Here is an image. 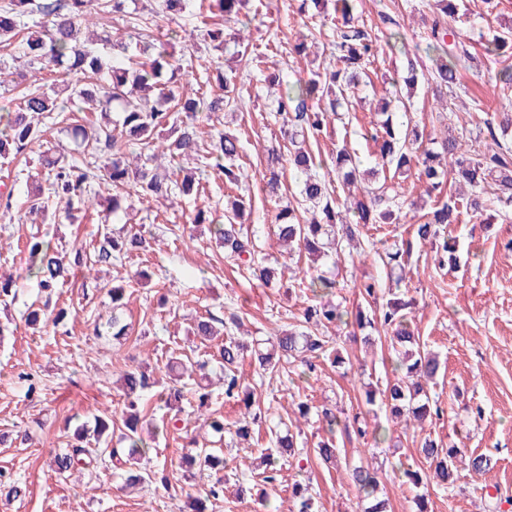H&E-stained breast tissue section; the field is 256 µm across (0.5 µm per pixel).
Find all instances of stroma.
Returning <instances> with one entry per match:
<instances>
[{
  "label": "stroma",
  "mask_w": 512,
  "mask_h": 512,
  "mask_svg": "<svg viewBox=\"0 0 512 512\" xmlns=\"http://www.w3.org/2000/svg\"><path fill=\"white\" fill-rule=\"evenodd\" d=\"M153 2L127 0L124 13L105 17L106 29L113 38L124 40L130 31L128 17H148L151 33L168 40V50L181 63L184 79L210 93L219 90L217 70L237 68L241 105L215 114L210 123L200 126L199 136L205 143L216 131L227 130L240 138L239 162L249 172L242 192L251 200V223L260 227L256 244L268 263H276L282 255L273 224L282 203L267 194L265 174L269 148L287 146L288 139L269 110L275 89L245 60L261 53L268 70L284 79L308 77L306 59L290 55L289 44L304 27L315 28L310 51L321 61L332 62L334 9L326 7L305 23L298 14V0H248L244 13L252 16L255 10L265 9V23L251 20L240 44L217 51L200 30L201 0H189L178 19L151 12ZM436 12L435 0H359L360 25L379 36L388 29L384 16H391L400 25L404 47L380 46L370 67L368 106L333 121L314 146V154L329 158L344 143L361 168L373 166L370 135L378 116L372 107L387 96L382 77L405 68L407 54L424 47ZM450 26L465 39L471 59L461 71L459 84L449 89L447 107L436 102L434 86L424 85L412 93L410 115L425 134L440 138L450 126L464 138L485 143L489 140L485 120H480L473 106L481 104L489 119L500 122L504 93L493 76L506 60L487 55L483 37L512 27V0H463ZM92 118V113L71 109L53 113L42 121L41 141L13 161L0 162V197L10 196L12 203L11 209L0 207V274L13 275L18 284L8 310H0V326L5 329L0 335V433L22 430L29 435L23 445L0 444V472L19 480L24 488L21 499L0 502V512H191V502L210 483L199 470L187 472L177 466L182 448L193 438L217 441L223 451L224 494L208 512H290L291 486L298 480L310 483L319 512H356L361 499L348 472L341 466L324 465L313 452L325 435L318 419L300 425L302 446L295 455L281 457L276 484H263L250 472L252 458L268 445V430L259 427V440L252 445L240 443L234 428L239 409L225 402L224 389L216 382L220 366L213 360L206 372L213 381L212 409L226 423L223 435L204 427L189 403L184 404L176 427L168 430L162 427L165 410L144 417L142 432L147 442L156 448L159 459L174 466L172 479L181 487L177 498H169L160 488L124 487L107 468L96 477L84 472L64 481L55 477L53 459L70 443V426L99 412L119 416L124 400L120 378L125 371L148 367L157 388L163 389L173 384L166 368L170 357L196 360L205 353L216 354V345L199 349L196 338L188 335L196 317L210 314L222 319L233 311L249 335L270 338L296 324L311 298L305 289L263 284L247 270L226 262L223 245L207 225H192L197 210L224 209V180L210 168L201 175L197 193L175 194L160 202L132 196L124 217H112L102 201L69 214L64 202L55 198L38 216H30L28 194L34 183L45 179L42 154L89 157L90 148L74 143L72 128ZM393 185L415 206L404 209L397 223L369 229L371 249L341 267L336 299L347 308L361 303L356 276L366 272L386 280L387 269L378 251L407 238L411 226L420 221L421 204L432 207L440 198L439 193H426L413 171L394 178ZM137 227L144 229L150 242L145 255L112 265L93 264L102 230L123 235ZM37 232L45 234L60 253L71 257L82 252L86 263L75 267L71 278L57 289L60 305L68 310L64 325L48 323L34 330L26 325L24 314L42 293L37 279L28 273L26 242ZM453 234L459 242L456 267L440 263L429 244L416 241L407 276L398 285L400 293L416 301L412 318L423 346L438 353L445 367L433 388L444 415L419 428L392 426L390 439L378 446L351 431L336 434L337 446L347 460L372 456L389 512H415L416 489L395 478L393 469L399 463L424 466L416 446L426 433L456 445L464 455L490 459L489 468L479 476L459 466L454 491L428 486L432 512H512V209L463 216ZM134 268L144 270V277L130 278ZM118 281L126 287L125 319L130 330L126 339L115 341L94 335L93 327L110 317L108 291ZM346 350L344 368L334 367L325 358L318 361L314 373L302 378L294 374L260 377L247 365L242 371L271 419L294 422V404L299 400L352 415L361 404L365 383L382 387L394 374L381 352L365 351L359 343L347 344ZM31 382L38 387L32 397L27 394Z\"/></svg>",
  "instance_id": "35a3bbf8"
}]
</instances>
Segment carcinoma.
<instances>
[{
  "label": "carcinoma",
  "instance_id": "1",
  "mask_svg": "<svg viewBox=\"0 0 512 512\" xmlns=\"http://www.w3.org/2000/svg\"><path fill=\"white\" fill-rule=\"evenodd\" d=\"M125 0H6L0 6V46H7L18 33L25 32L22 42L23 55L33 63L61 69L68 74L83 75L85 82L73 83L63 80L45 91L40 86L24 87L19 105L0 116L4 129L0 131V159L8 160L42 137L41 119L52 112H62L68 105L85 101L100 113V120L85 130L78 127L82 139L95 145L99 151L100 164L90 167L78 162H67L59 157L46 160L50 194L63 199L70 208H81L93 200L91 187L98 178H103L113 190L108 210L116 216L126 202L129 189L144 197H167L177 190L184 195L194 191L195 176L186 173L183 178H174L161 166L150 165L158 156L176 159L199 155V125L211 120L218 112L232 107L241 99L237 74L233 71L219 76L224 94L208 95L198 90L188 92L182 84L181 67L168 52L166 43L141 29L137 36L125 42L114 43L105 35L96 42L84 43L78 39L80 27L91 24L92 7L119 12ZM442 16L433 20L430 36L424 53L433 58L434 67L428 71L426 81L439 88L456 84L459 68L471 59L466 44L460 40H447L452 32L445 27L446 17L458 13L459 0H437ZM246 0H211V10L224 15V21L239 20ZM355 0H335L338 13L334 50L336 64L313 67L310 78L300 80L280 90L271 102L270 109L281 119L288 130V164L298 180V196L275 214L276 235L288 245V261L277 267L265 265L257 260L255 235L244 226L245 216L251 206L244 197L237 196L224 204V223L214 224V234L224 244V259L252 271L265 284L283 280L285 274L296 277L289 262L306 259L308 267L319 261H330L339 265L346 259L345 243L361 235L369 224H391L395 215L407 205L405 196L398 194L380 179L386 167L394 173L403 174L415 165L418 178L426 184L428 191H436L448 175H455L471 188L467 198L448 197L439 202L432 211L423 215V222L413 225L412 232L420 241L434 246L440 258L457 265L456 238L446 228L457 224L464 209L482 208L480 196L488 195L487 201L512 203V145L499 140L507 136L512 122L499 124L501 135L494 129L489 134L497 150L486 153L473 149L463 150L462 139L450 135L432 147L423 145L418 124L408 117L410 104L398 93L399 82L412 88L417 80L418 61L407 59L406 74L389 76L393 88L394 106L381 109L379 120L372 135L376 146L375 166L359 170L347 146L336 148L330 162L316 160L307 148L309 141H317L326 132V125L338 118L339 109L353 106L360 86L366 83L367 65L377 55V40L358 24L354 15ZM42 20L28 25L33 13ZM512 49V33L503 32L492 36L485 44L489 55L499 56L501 50ZM174 102L186 119L177 121L164 106ZM119 114L122 132L133 139L138 153L129 158L122 145L112 134L111 113ZM241 145L239 139L226 132L211 135L210 150L204 159L215 162L224 175L228 188L239 187L243 182L242 167L236 164ZM283 156L272 150L267 186L273 195L280 190L279 171ZM146 240L140 231H132L125 237H112L106 233L95 263L110 264L143 250ZM29 258L34 273L39 278V287L50 291L57 282L68 277L69 264L49 241L33 236L27 241ZM339 282L323 274L311 276L304 288L314 302L303 310V320L294 329L283 331L273 341L254 338L243 343L232 336L224 337L218 357L224 369V397L244 405L241 419L237 421L235 434L240 439L251 436V425L265 418L260 405L254 400L253 391L245 383L240 366L245 358L260 374L293 373L299 368L309 371L316 362L329 355L333 363L344 364L333 339L318 333L321 328L354 325L362 333L364 344L373 346L381 335L389 337V358L395 382L379 389L371 383L365 384L364 414L383 408L405 423H422L426 419L441 415L438 401L431 397L430 385L435 383L441 370V361L433 353L420 346L419 337L410 328L409 317L413 302L400 294L384 291L379 280L367 277L360 285L363 298L383 302L366 312L361 308L350 311L330 300ZM112 297V319L108 322L112 336L120 339L127 335L128 324L117 313L125 298L124 288L114 286ZM216 319L201 317L194 322L193 334L200 342H210L219 334L214 325ZM207 366V361L188 364L172 357L167 369L176 373L179 380L192 379ZM154 381L143 370L128 371L122 376V389L126 403L123 409L119 446L99 447L100 440L112 425V416L100 415L95 419L93 438L81 436L82 444L66 448L53 460V472L65 479L73 470H95L98 464L110 458L113 467L127 463L140 464L149 460L152 449L139 433L141 408L151 392ZM182 388L173 386L166 394L157 395V400L176 412H181L179 402L183 400ZM297 413L304 420L315 414L325 426L326 437L318 442L314 452L326 464L337 462L339 448L336 445V430L347 427L346 420L328 408L312 410L306 402L297 404ZM272 446L260 454L257 476L265 483H273L278 475V453L283 448L295 447L294 435L274 432ZM418 452L430 462V470L398 467L404 482L414 487L434 483L443 488L454 489L457 480L459 448L455 445L443 447L435 440L425 437L420 441ZM180 465L186 468L218 469L223 465L215 449L198 446L192 442L184 449ZM350 477L362 500L368 502L363 512H387V502L377 496L380 480L378 470L369 463L349 465ZM126 481L141 483L146 487L159 484L168 492H177V484L169 476H158V471L143 467L135 474H128ZM224 479L216 477L210 481L205 497L195 500L193 512H207L206 501L217 499L223 493ZM22 487L16 482L0 476V499L7 501L21 497ZM292 496L295 512H315V498L307 484H293Z\"/></svg>",
  "mask_w": 512,
  "mask_h": 512
}]
</instances>
